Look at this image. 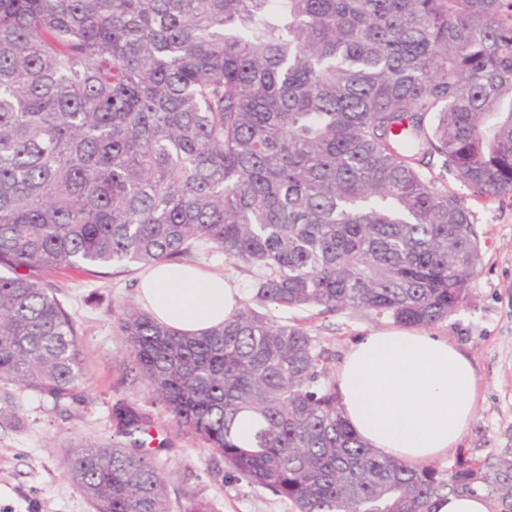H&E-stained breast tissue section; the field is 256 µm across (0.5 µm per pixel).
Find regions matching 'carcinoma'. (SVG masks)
Instances as JSON below:
<instances>
[{
  "mask_svg": "<svg viewBox=\"0 0 512 512\" xmlns=\"http://www.w3.org/2000/svg\"><path fill=\"white\" fill-rule=\"evenodd\" d=\"M448 172L512 200V0H0V384L58 403L84 377L37 273L222 253L257 270L232 320L186 334L124 304L117 323L232 477L295 512H430L480 474L512 512L506 456L447 473L364 444L329 353L270 314L455 312L481 253ZM113 419L126 441L72 445L69 480L93 512H173L148 422Z\"/></svg>",
  "mask_w": 512,
  "mask_h": 512,
  "instance_id": "carcinoma-1",
  "label": "carcinoma"
}]
</instances>
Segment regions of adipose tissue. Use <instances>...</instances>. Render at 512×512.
<instances>
[{
  "instance_id": "adipose-tissue-1",
  "label": "adipose tissue",
  "mask_w": 512,
  "mask_h": 512,
  "mask_svg": "<svg viewBox=\"0 0 512 512\" xmlns=\"http://www.w3.org/2000/svg\"><path fill=\"white\" fill-rule=\"evenodd\" d=\"M144 309L183 332L231 317L237 288L189 265L161 263L139 283ZM336 391L347 425L378 454L411 466L447 455L473 422V366L447 338L404 328L360 337L342 360Z\"/></svg>"
}]
</instances>
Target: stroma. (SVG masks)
<instances>
[{"mask_svg": "<svg viewBox=\"0 0 512 512\" xmlns=\"http://www.w3.org/2000/svg\"><path fill=\"white\" fill-rule=\"evenodd\" d=\"M449 192L463 197L475 216L481 262L471 283L473 297L432 325L469 358L479 385L476 418L460 444L432 468L448 471L457 459L476 465L512 456V200L477 198L454 176ZM195 265L224 276L250 294L253 268L223 255H199ZM142 270L93 268L48 275L57 296L71 312L84 345L85 372L77 400L54 404L50 397L18 385H0V406L17 415L0 427V512H93L67 479L63 460L78 439L115 441L119 434L112 409L118 400L134 403L163 445L156 452L172 501L207 502L211 512H294L292 504L246 480L227 479V467L188 428L171 416L132 370L128 348L115 319L121 304L136 301ZM273 316L304 327L318 348L329 352L338 369L360 336L393 327L390 316L370 310L273 309Z\"/></svg>", "mask_w": 512, "mask_h": 512, "instance_id": "stroma-1", "label": "stroma"}]
</instances>
